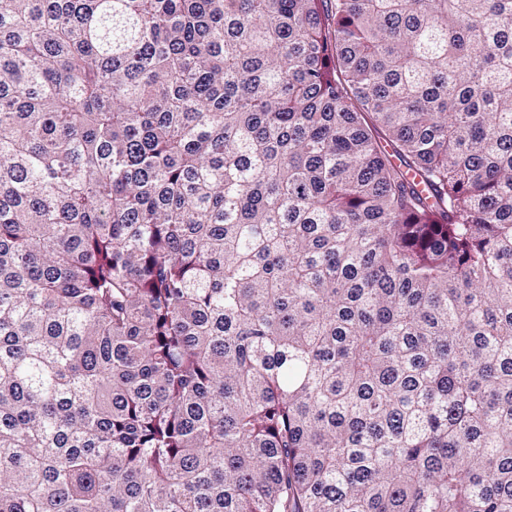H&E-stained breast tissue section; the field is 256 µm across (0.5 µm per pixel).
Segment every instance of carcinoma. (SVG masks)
Listing matches in <instances>:
<instances>
[{"label": "carcinoma", "mask_w": 512, "mask_h": 512, "mask_svg": "<svg viewBox=\"0 0 512 512\" xmlns=\"http://www.w3.org/2000/svg\"><path fill=\"white\" fill-rule=\"evenodd\" d=\"M0 512H512V0H0Z\"/></svg>", "instance_id": "1"}]
</instances>
